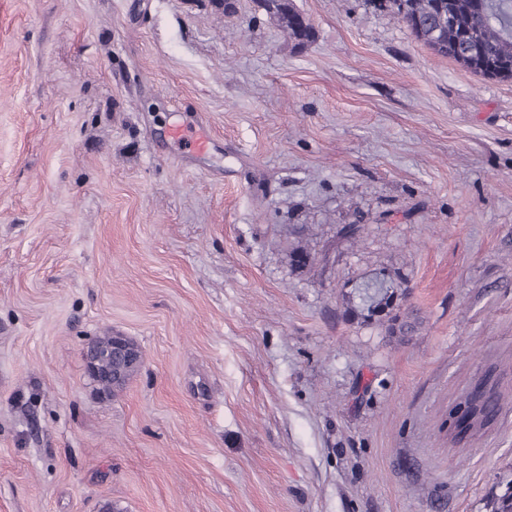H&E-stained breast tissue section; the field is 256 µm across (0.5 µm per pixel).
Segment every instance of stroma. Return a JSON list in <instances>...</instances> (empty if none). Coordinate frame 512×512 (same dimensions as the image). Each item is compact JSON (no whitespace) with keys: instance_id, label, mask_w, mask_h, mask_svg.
<instances>
[{"instance_id":"obj_1","label":"stroma","mask_w":512,"mask_h":512,"mask_svg":"<svg viewBox=\"0 0 512 512\" xmlns=\"http://www.w3.org/2000/svg\"><path fill=\"white\" fill-rule=\"evenodd\" d=\"M294 4L300 47L262 0H0V512L512 487V79L369 0ZM199 120L215 146L183 157ZM107 330L143 354L114 396L86 369ZM486 374L498 415L457 441Z\"/></svg>"}]
</instances>
